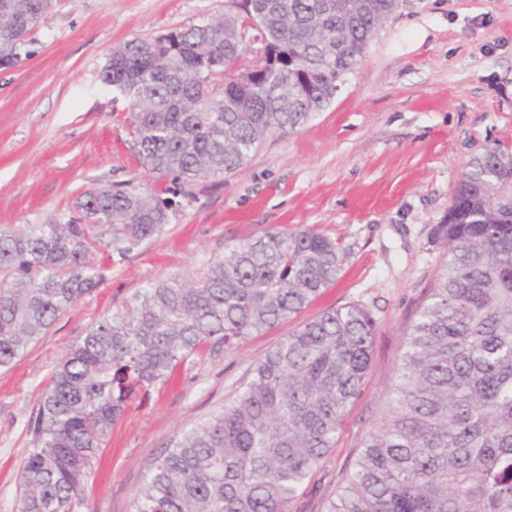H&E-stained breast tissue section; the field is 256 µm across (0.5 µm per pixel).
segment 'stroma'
<instances>
[{"label":"stroma","instance_id":"stroma-1","mask_svg":"<svg viewBox=\"0 0 512 512\" xmlns=\"http://www.w3.org/2000/svg\"><path fill=\"white\" fill-rule=\"evenodd\" d=\"M238 11V0H68L32 33V56L0 69V229L68 214L85 191L111 183L171 202L159 235L127 250L102 246L98 287L0 370V512H17L30 425L70 345L147 281L197 278L227 245L267 230L311 226L338 242L347 259L336 283L298 316L209 344L171 380L137 392L76 512H131L147 463L229 404L259 359L331 307L372 313V362L334 448L288 512H324L381 422L403 333L441 262L430 228L472 157L512 145V0H398L329 107L271 137L244 169L181 186L142 173L127 101L100 81L110 53Z\"/></svg>","mask_w":512,"mask_h":512}]
</instances>
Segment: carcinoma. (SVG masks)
<instances>
[{
    "instance_id": "cac0c4a2",
    "label": "carcinoma",
    "mask_w": 512,
    "mask_h": 512,
    "mask_svg": "<svg viewBox=\"0 0 512 512\" xmlns=\"http://www.w3.org/2000/svg\"><path fill=\"white\" fill-rule=\"evenodd\" d=\"M65 0H0V68ZM204 21L124 43L101 81L129 103L145 173L183 184L242 169L271 135L327 108L396 0H240ZM265 45L246 59L243 32ZM512 150L481 149L432 225L439 270L404 332L380 425L324 512H512ZM167 200L128 183L86 191L74 213L0 231V369L100 282L109 239L159 234ZM346 254L309 227L271 230L195 280H154L93 324L56 365L18 479V512H74L97 452L135 393L210 342L261 333L310 305ZM375 321L350 303L302 324L260 359L222 410L146 469L132 512H286L361 396Z\"/></svg>"
}]
</instances>
